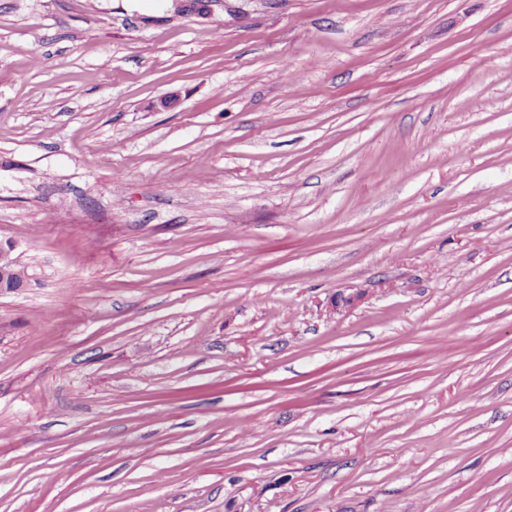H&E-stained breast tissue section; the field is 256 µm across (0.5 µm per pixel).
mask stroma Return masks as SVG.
<instances>
[{
  "label": "stroma",
  "instance_id": "1",
  "mask_svg": "<svg viewBox=\"0 0 512 512\" xmlns=\"http://www.w3.org/2000/svg\"><path fill=\"white\" fill-rule=\"evenodd\" d=\"M208 9L0 0V512H512V0ZM14 245L0 244V290L1 292H13L30 285L32 275L26 269L18 268L16 259L12 256Z\"/></svg>",
  "mask_w": 512,
  "mask_h": 512
}]
</instances>
